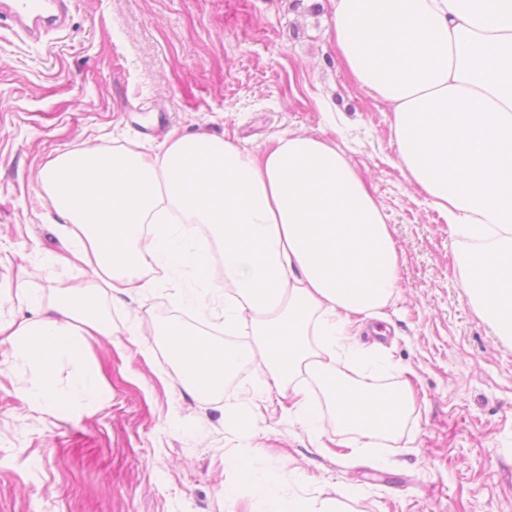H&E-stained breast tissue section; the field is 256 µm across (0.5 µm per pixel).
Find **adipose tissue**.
Listing matches in <instances>:
<instances>
[{"label":"adipose tissue","instance_id":"obj_1","mask_svg":"<svg viewBox=\"0 0 512 512\" xmlns=\"http://www.w3.org/2000/svg\"><path fill=\"white\" fill-rule=\"evenodd\" d=\"M335 40L348 73L387 103L409 180L477 243L461 275L494 335L512 341V0H333ZM57 203L75 264L91 272L76 295L36 308L7 328L15 358L42 374L36 402L64 399L51 368L82 367L109 336L97 300L148 294L154 266H190L200 289L224 290V331L252 317L251 349L214 347L201 333L166 326L170 353L190 392L219 387L261 357L259 393L292 389L309 376L339 430L381 447L412 408L406 389L373 376L339 375L359 358L350 327L400 296L392 231L363 177L335 145L288 133L253 152L206 134L169 137L146 157L126 146L76 147L40 172ZM205 224L223 249L186 245L185 227Z\"/></svg>","mask_w":512,"mask_h":512}]
</instances>
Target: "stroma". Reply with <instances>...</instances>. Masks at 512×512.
Instances as JSON below:
<instances>
[{
  "label": "stroma",
  "instance_id": "stroma-1",
  "mask_svg": "<svg viewBox=\"0 0 512 512\" xmlns=\"http://www.w3.org/2000/svg\"><path fill=\"white\" fill-rule=\"evenodd\" d=\"M333 23L331 0H71L66 30L34 45L1 19L0 320L32 316L10 298L18 274L47 305L85 280L59 262V216L38 187L57 153L150 156L173 132L252 150L323 137L393 229L400 297L385 338L364 321L356 341L398 364L383 387H410L402 433L374 456L339 447L326 406L311 439L284 412L291 398L255 395V359L215 394L188 393L157 332L193 276L168 270L146 298L102 297L116 338L88 364L98 397L33 405V371L0 344V512H270L252 488L267 472L299 512H512V344L471 305L459 258L472 246L408 180L389 109L348 73Z\"/></svg>",
  "mask_w": 512,
  "mask_h": 512
}]
</instances>
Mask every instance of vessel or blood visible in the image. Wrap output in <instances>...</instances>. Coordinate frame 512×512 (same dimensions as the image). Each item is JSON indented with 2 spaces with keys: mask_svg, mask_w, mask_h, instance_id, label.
Segmentation results:
<instances>
[{
  "mask_svg": "<svg viewBox=\"0 0 512 512\" xmlns=\"http://www.w3.org/2000/svg\"><path fill=\"white\" fill-rule=\"evenodd\" d=\"M69 0H0V14L12 20L17 34L38 43L67 24Z\"/></svg>",
  "mask_w": 512,
  "mask_h": 512,
  "instance_id": "1",
  "label": "vessel or blood"
}]
</instances>
